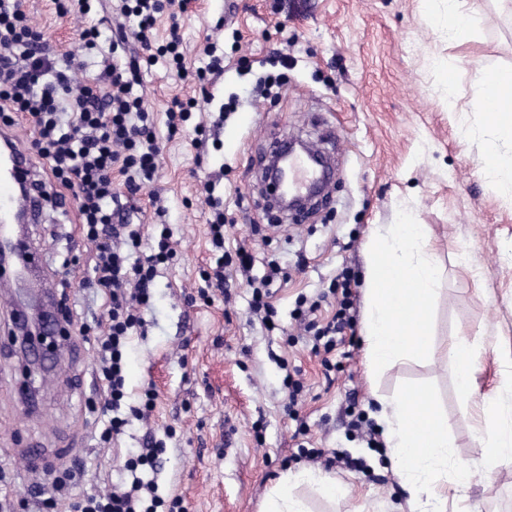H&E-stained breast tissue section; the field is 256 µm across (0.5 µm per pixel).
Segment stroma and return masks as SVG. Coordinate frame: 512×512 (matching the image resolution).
<instances>
[{"label": "stroma", "mask_w": 512, "mask_h": 512, "mask_svg": "<svg viewBox=\"0 0 512 512\" xmlns=\"http://www.w3.org/2000/svg\"><path fill=\"white\" fill-rule=\"evenodd\" d=\"M469 2L477 20L461 42L448 35L444 0H190L185 7L169 0L155 36L165 37L178 18L186 67L205 66V46L215 41L224 46V71L203 91L160 61L143 69L134 89L163 149L153 183L129 202V219L143 253L153 251L160 222L176 251L156 278L147 331L133 333L128 347L126 403L139 406L150 385L155 407L148 419H131L117 442L101 440L95 337L76 330L105 311L88 286L96 251L77 221L45 209L27 238L74 323L57 331L48 371L28 378L14 343L13 302L0 295V499L11 512H37L35 491L67 471L74 478L59 510L74 512L84 495L119 482L129 452L147 437L165 446L153 473L160 493L182 499L186 512H260L282 472L309 465L294 456L300 420L310 447L345 450L367 464L363 472L330 468L349 486L346 498L300 488L310 512H409L392 464L349 430L345 408L354 398L370 414L373 393L418 387L447 416L455 460L481 462L480 411L458 393L449 346L462 334L481 339L476 398L512 383V203L482 165L488 136L474 77L482 65L512 71V0ZM116 6L93 0L87 18H61L54 0H24L34 27L61 53L77 51L84 23L116 29ZM279 55L291 62L287 80L260 94L257 82ZM191 97L193 119L203 123L222 104H236L215 131L222 150L200 166L190 135L168 138L165 124L173 100ZM289 137L317 145L336 165L326 202L302 217L276 215L266 199L262 160ZM207 181L231 225L226 253L246 249L258 277L272 263L282 271L270 286L281 331L252 317L251 290L235 267L226 269L229 295L198 297L201 273L214 263ZM160 207L165 216H157ZM402 208L427 225L442 264L431 357L371 376L357 335L323 360L292 318L298 297L320 299L317 318L329 321L331 280L344 268L364 278L372 226L394 223ZM464 256L467 272L459 266ZM288 369L304 384L295 421L282 383ZM34 449L41 460L32 468ZM464 494L478 512H512V465Z\"/></svg>", "instance_id": "35a3bbf8"}]
</instances>
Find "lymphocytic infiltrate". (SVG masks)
Returning <instances> with one entry per match:
<instances>
[{"label": "lymphocytic infiltrate", "instance_id": "lymphocytic-infiltrate-1", "mask_svg": "<svg viewBox=\"0 0 512 512\" xmlns=\"http://www.w3.org/2000/svg\"><path fill=\"white\" fill-rule=\"evenodd\" d=\"M163 10L162 0H120V12L135 21L131 30H119L109 44H102L99 27H84L79 34V53L60 54L35 30L21 0H0V118L13 124L21 115L36 128L33 149L44 176L36 180L39 193H51L52 205L64 209L73 198L76 217L84 238L96 247L91 284L108 300L107 319L97 338L99 378L103 410L109 416L101 433L103 441L124 434L128 420L122 409L126 398V352L132 330L144 328L143 311L154 296L158 268L170 263L175 253L168 228H161L157 247L139 256L138 230L120 220L114 209L121 192H139L151 183L157 171L159 146L153 131V117L133 87L141 79L143 65L165 58L180 75H192L205 82L207 76L224 70V51L208 44L206 67L188 72L177 31L165 42L155 43L152 31ZM141 44L140 54L109 64L91 75V55L101 48L117 53L127 38ZM195 99L174 100L166 117L169 137L192 132V145L199 155L208 152L209 138L203 124H190ZM210 208L207 220L215 255L213 272L203 273L204 282L223 284L228 265L224 253V203L215 197V186L204 183ZM357 280L341 270L333 281L336 312L326 325L315 314L319 302L297 308L296 320L305 322L314 353L335 351L344 329L356 325ZM146 450L131 454L124 464L130 484L106 494L87 495L80 512H182L179 498L159 495L158 487L141 482L138 473L156 469L162 445L147 440Z\"/></svg>", "mask_w": 512, "mask_h": 512}]
</instances>
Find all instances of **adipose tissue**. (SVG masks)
I'll return each instance as SVG.
<instances>
[{
	"label": "adipose tissue",
	"mask_w": 512,
	"mask_h": 512,
	"mask_svg": "<svg viewBox=\"0 0 512 512\" xmlns=\"http://www.w3.org/2000/svg\"><path fill=\"white\" fill-rule=\"evenodd\" d=\"M497 97L502 105L490 114V147L485 167L497 173L504 188L512 194V155L501 153V146L512 148V79L500 83ZM477 343L460 338L451 347L456 384L460 393L472 397L479 362ZM374 417L383 435L396 471L411 490L409 512H448L449 488L471 485L477 475H491L499 466L512 463V399L495 395L483 400L485 426L480 442L485 450L480 467L453 462L448 423L439 413L432 394L410 389L394 397L377 396ZM301 485L317 487L328 499L348 496V488L334 477L301 469L284 472L269 490L262 512H308L294 490Z\"/></svg>",
	"instance_id": "obj_1"
}]
</instances>
